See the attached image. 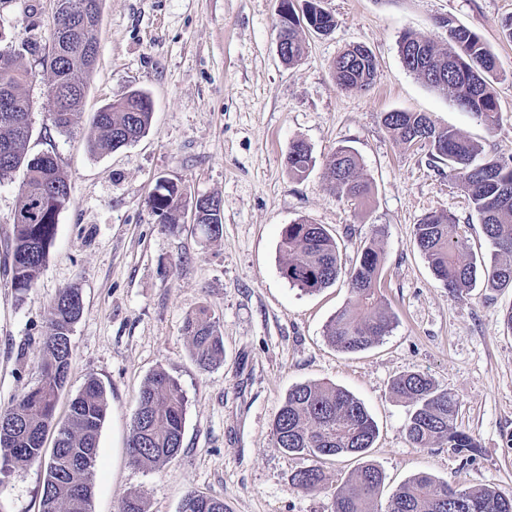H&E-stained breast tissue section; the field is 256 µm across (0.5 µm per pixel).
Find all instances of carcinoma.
<instances>
[{"instance_id":"carcinoma-1","label":"carcinoma","mask_w":512,"mask_h":512,"mask_svg":"<svg viewBox=\"0 0 512 512\" xmlns=\"http://www.w3.org/2000/svg\"><path fill=\"white\" fill-rule=\"evenodd\" d=\"M103 0H57L50 35L51 55L42 65L49 71L48 85L57 94L48 96L54 127L68 133L85 99L87 76L99 53L97 37ZM307 26L327 34L336 26L333 16L318 0H304ZM288 7V64L304 52L299 37L301 19L292 0ZM448 28V44L406 34L399 43L404 67L424 77L426 84L451 92L461 109L487 129L500 121L494 91L496 58L475 32L440 21ZM378 68L376 56L358 45L337 56L334 70L338 84L347 90L367 91ZM33 70L17 62V56L0 55V183L11 180L19 168L24 179L12 217L11 286L18 299L33 287L39 270L56 239L57 220L70 201V187L58 157L44 153L27 155L32 136L31 101L26 85ZM151 99L131 90L102 106L94 118L89 139L93 152L116 151L144 137L151 125ZM419 112L393 111L382 121L396 140L410 145L422 132L431 137L430 156L448 170L468 197L482 230L494 248L491 261L477 259L465 236L459 234L457 219L446 210H435L414 225V242L436 278L448 293L471 288L477 278L494 290L512 288V157H480L478 144L457 130L431 124L422 128ZM288 171L298 178L314 165L310 146L301 139L288 144ZM325 167L338 194L349 201L365 198L370 187L359 175L358 153L339 146ZM182 189L166 180L156 183L149 203L161 223L176 229L180 221ZM221 201L210 198L203 205L198 227L209 240L223 233ZM280 249L287 254L282 274L288 282L314 293L333 285L342 275L336 239L321 224L298 219L284 225ZM385 263L381 245L372 242L363 249L349 272L350 297L325 326L329 343L343 353L370 348L388 334L394 317L380 287ZM83 313L82 295L75 287L59 291L47 321L36 384L6 409H0V474L13 468L37 464L45 472L40 512H91L94 467L100 429L108 409L107 392L101 381L90 378L72 399L69 415L58 430L51 452L45 437L54 425L60 391L66 385L72 356L71 335ZM185 336L194 361L203 371L224 359V340L216 321L202 306L188 316ZM390 390L412 407L407 436L415 448H432L444 443L460 453H475L478 444L458 423L459 404L424 373L409 372L394 379ZM186 400L175 378L163 370L154 372L137 395L128 444L130 462L159 468L182 446ZM278 447L291 454H306L317 460L353 455L364 458L377 436V425L364 404L350 392L334 385L298 384L283 400L272 425ZM323 481L319 467L300 470L292 484L306 492L318 490ZM384 481L375 465L365 461L336 491L333 512H374L371 504ZM180 512H226L224 500L198 491L183 499ZM388 512H512V492L491 488L454 489L420 473L393 494Z\"/></svg>"}]
</instances>
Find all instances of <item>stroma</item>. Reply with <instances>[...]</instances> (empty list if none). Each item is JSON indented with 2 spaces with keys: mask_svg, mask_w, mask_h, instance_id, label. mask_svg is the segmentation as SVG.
<instances>
[{
  "mask_svg": "<svg viewBox=\"0 0 512 512\" xmlns=\"http://www.w3.org/2000/svg\"><path fill=\"white\" fill-rule=\"evenodd\" d=\"M336 20L327 35L303 31L294 64L277 52L279 0H104L99 54L82 112L71 133L48 114V75L34 68L30 155L56 154L71 202L58 217L55 244L25 299L11 286V216L22 174L0 184V409L37 381L50 307L74 286L83 313L71 335L68 380L56 405L65 420L89 378L106 388L91 512H119L138 495L146 512H179L188 491L223 499L227 512H331L337 489L358 466L352 456L320 461L278 448L272 424L289 389L331 383L359 398L378 427L367 459L393 493L414 474L457 488L512 491V332L502 314L512 289L484 283L457 294L436 279L414 245L415 224L444 209L473 252L490 255L468 198L427 146H406L382 122L395 110L421 112L476 141L483 155L512 156V41L502 33L512 0H321ZM56 0H0L7 41L48 50ZM477 32L496 57L501 120L487 130L450 94L429 88L403 65L404 34L445 43L440 19ZM363 45L379 66L370 90L342 89L336 57ZM153 103L147 135L114 152H91L92 117L128 90ZM299 138L316 161L307 177L289 174L284 154ZM356 149L372 191L358 203L339 197L323 161L336 147ZM180 184L183 212L196 198L222 202L223 235L205 239L196 225L170 232L149 204L158 179ZM304 218L335 237L351 270L380 239L386 252L381 288L395 317L372 347L346 354L325 325L349 300L348 280L315 293L292 287L281 269L285 224ZM208 306L224 338V360L201 371L184 335L186 317ZM162 369L186 397L183 442L164 466L133 465L128 456L137 394ZM411 371L427 374L460 405L459 423L478 443L467 457L442 445L412 447L410 407L390 391ZM320 490L291 478L311 465ZM44 472L20 466L0 475V512H39Z\"/></svg>",
  "mask_w": 512,
  "mask_h": 512,
  "instance_id": "stroma-1",
  "label": "stroma"
}]
</instances>
